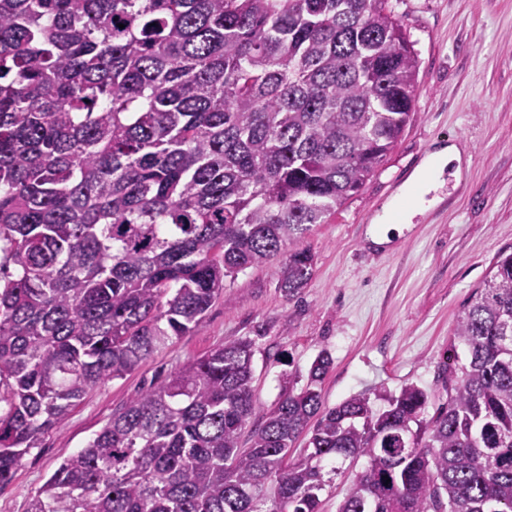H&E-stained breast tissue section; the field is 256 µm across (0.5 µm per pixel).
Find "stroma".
<instances>
[{"instance_id": "obj_1", "label": "stroma", "mask_w": 512, "mask_h": 512, "mask_svg": "<svg viewBox=\"0 0 512 512\" xmlns=\"http://www.w3.org/2000/svg\"><path fill=\"white\" fill-rule=\"evenodd\" d=\"M391 2L418 54L415 113L365 186L301 241L314 260L308 284L286 294L279 257L240 272L193 333L90 391L47 433L0 489V512H26L29 495L114 411L231 340L254 342L262 412L306 385L323 350L333 359L321 384L325 406L365 394L379 408L382 394L409 384L427 392L426 417L447 403L442 378L455 325L497 255L512 249V0ZM448 142L465 149L462 178L444 172L430 192L434 206L388 243H372L370 232L385 231L377 217Z\"/></svg>"}]
</instances>
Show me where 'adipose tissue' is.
I'll use <instances>...</instances> for the list:
<instances>
[{
  "mask_svg": "<svg viewBox=\"0 0 512 512\" xmlns=\"http://www.w3.org/2000/svg\"><path fill=\"white\" fill-rule=\"evenodd\" d=\"M463 164V155L457 145L448 144L437 147L414 177L402 199L390 205L389 210L396 213L398 223H409L413 213L425 206L426 196L431 186L443 174L446 167H453L455 175L459 176L463 173Z\"/></svg>",
  "mask_w": 512,
  "mask_h": 512,
  "instance_id": "ef3b65f1",
  "label": "adipose tissue"
}]
</instances>
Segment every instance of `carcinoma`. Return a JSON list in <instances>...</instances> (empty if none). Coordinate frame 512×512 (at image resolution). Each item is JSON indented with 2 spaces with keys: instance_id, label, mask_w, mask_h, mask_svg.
Returning <instances> with one entry per match:
<instances>
[{
  "instance_id": "cac0c4a2",
  "label": "carcinoma",
  "mask_w": 512,
  "mask_h": 512,
  "mask_svg": "<svg viewBox=\"0 0 512 512\" xmlns=\"http://www.w3.org/2000/svg\"><path fill=\"white\" fill-rule=\"evenodd\" d=\"M125 28H119V25ZM390 0H0V487L92 389L197 329L372 177L415 112ZM237 339L132 397L27 512H512V252L457 321L448 403L334 407L322 351L256 415ZM310 431L307 454L290 456ZM367 459L361 457L356 465V468L353 469V473L351 471L349 473H344L342 475L333 476V474L327 475L333 478L332 482L326 486L325 490L321 493L322 500V511L321 512H336L339 503L342 501L345 490L348 486L349 481L353 477L357 471H361L365 466Z\"/></svg>"
}]
</instances>
